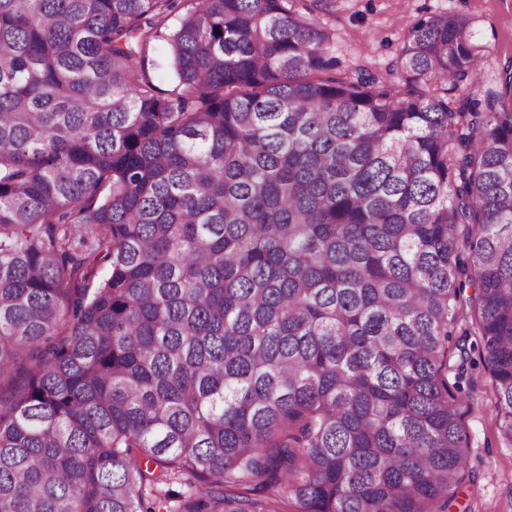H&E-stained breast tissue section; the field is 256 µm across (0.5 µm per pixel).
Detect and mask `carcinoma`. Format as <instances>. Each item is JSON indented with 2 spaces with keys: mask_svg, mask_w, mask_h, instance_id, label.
Here are the masks:
<instances>
[{
  "mask_svg": "<svg viewBox=\"0 0 512 512\" xmlns=\"http://www.w3.org/2000/svg\"><path fill=\"white\" fill-rule=\"evenodd\" d=\"M318 2L0 0V512H451L474 351L512 443V103L468 17L395 83ZM145 55V68L148 75L157 88L163 92L162 94L167 95L166 93L173 89L174 78L168 64L165 44L158 43L151 46ZM227 489L230 490V493L237 495L239 499H248L255 502L254 507L251 509L253 512H267V510L270 509H274L279 512H294L292 505H288L286 501L280 502L276 497L275 490L272 488L266 491H249L234 487H229Z\"/></svg>",
  "mask_w": 512,
  "mask_h": 512,
  "instance_id": "carcinoma-1",
  "label": "carcinoma"
}]
</instances>
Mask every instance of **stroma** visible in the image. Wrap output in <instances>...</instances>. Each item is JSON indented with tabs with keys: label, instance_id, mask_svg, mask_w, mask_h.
<instances>
[{
	"label": "stroma",
	"instance_id": "1",
	"mask_svg": "<svg viewBox=\"0 0 512 512\" xmlns=\"http://www.w3.org/2000/svg\"><path fill=\"white\" fill-rule=\"evenodd\" d=\"M454 11L473 21L487 58L480 89L502 90L503 67L512 60V0H323L317 15L336 34L342 71H387L410 25L427 12ZM491 381L482 367L470 370L462 396L470 408L472 484L462 488V512H512V446L499 434Z\"/></svg>",
	"mask_w": 512,
	"mask_h": 512
}]
</instances>
